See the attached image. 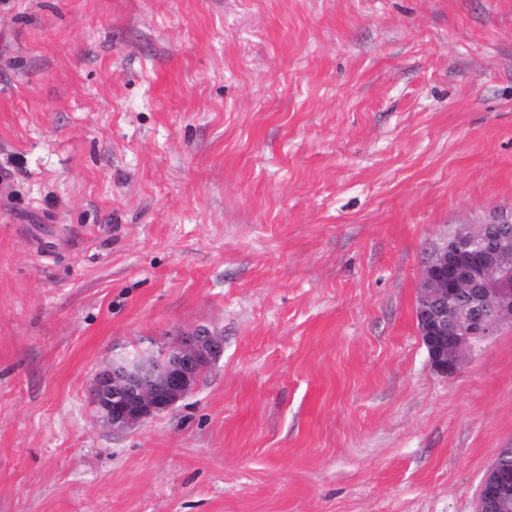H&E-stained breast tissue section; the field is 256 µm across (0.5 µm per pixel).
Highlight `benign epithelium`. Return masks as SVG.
Returning a JSON list of instances; mask_svg holds the SVG:
<instances>
[{
  "mask_svg": "<svg viewBox=\"0 0 512 512\" xmlns=\"http://www.w3.org/2000/svg\"><path fill=\"white\" fill-rule=\"evenodd\" d=\"M512 262V213L486 222L459 224L436 249L419 285L416 320L432 367L460 373L462 357L512 322V281L502 272ZM223 353V337L199 330L155 362L122 357L100 371L92 403L114 429H127L172 409ZM497 455L479 491L477 512H512V474Z\"/></svg>",
  "mask_w": 512,
  "mask_h": 512,
  "instance_id": "1",
  "label": "benign epithelium"
}]
</instances>
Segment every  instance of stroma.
<instances>
[{"label":"stroma","instance_id":"stroma-1","mask_svg":"<svg viewBox=\"0 0 512 512\" xmlns=\"http://www.w3.org/2000/svg\"><path fill=\"white\" fill-rule=\"evenodd\" d=\"M510 212L512 0H0V512H475L512 324L449 378L415 307ZM222 353V336L198 330L183 337L159 362L136 356L112 359L95 376L92 403L112 429L131 428L172 409Z\"/></svg>","mask_w":512,"mask_h":512}]
</instances>
